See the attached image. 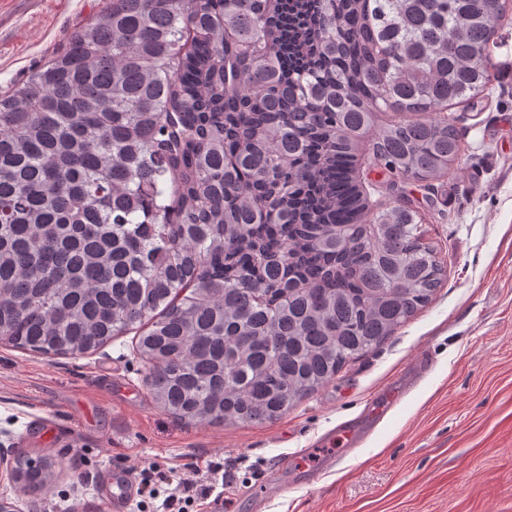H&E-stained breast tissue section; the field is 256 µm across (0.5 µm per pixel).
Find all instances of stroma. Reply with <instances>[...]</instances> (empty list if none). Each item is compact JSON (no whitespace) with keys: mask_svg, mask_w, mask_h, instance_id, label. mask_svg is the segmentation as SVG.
I'll return each instance as SVG.
<instances>
[{"mask_svg":"<svg viewBox=\"0 0 512 512\" xmlns=\"http://www.w3.org/2000/svg\"><path fill=\"white\" fill-rule=\"evenodd\" d=\"M107 0H0V93L60 52L68 33ZM481 105L450 106L461 152L434 190L391 183L367 148L356 176L372 207L420 212L444 276L428 305L378 347L277 419L196 425L157 408L131 334L96 350L52 355L0 345V453L8 462L61 460L48 492L20 496L22 512H112L107 473L136 477L151 462L186 477L212 461L234 466L197 512H512V11L490 48ZM434 368L411 392L419 356ZM400 394L360 446L305 483L298 461L345 423Z\"/></svg>","mask_w":512,"mask_h":512,"instance_id":"obj_1","label":"stroma"}]
</instances>
